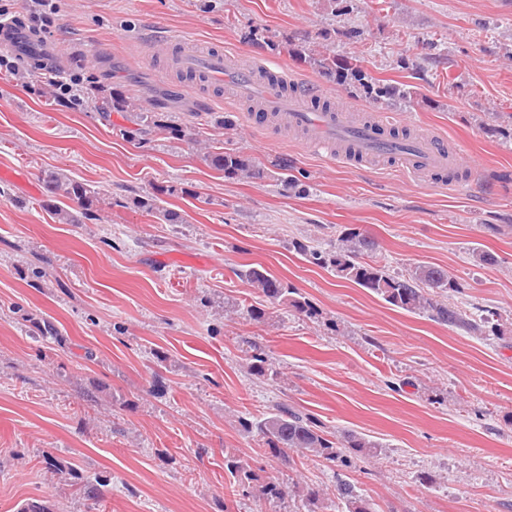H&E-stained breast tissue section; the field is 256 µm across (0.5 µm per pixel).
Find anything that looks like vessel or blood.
<instances>
[{"instance_id": "1", "label": "vessel or blood", "mask_w": 512, "mask_h": 512, "mask_svg": "<svg viewBox=\"0 0 512 512\" xmlns=\"http://www.w3.org/2000/svg\"><path fill=\"white\" fill-rule=\"evenodd\" d=\"M30 32L11 23L0 24V51H36L46 66H53L59 53L48 48H35ZM167 54L177 56L183 70L200 76L205 85L218 87L222 84L226 59L220 50H195L183 42L170 41L165 45ZM284 118L290 129L306 132V147L314 148L331 142H343L342 155L345 158L383 155L390 143L383 133L392 124L391 115L382 114L370 122H362L348 113L338 110L309 113L302 98H294ZM405 173L424 178L448 168H460L464 158L460 151L448 150L438 136L424 132L411 139L407 150L396 155Z\"/></svg>"}]
</instances>
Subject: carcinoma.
Here are the masks:
<instances>
[{
  "label": "carcinoma",
  "mask_w": 512,
  "mask_h": 512,
  "mask_svg": "<svg viewBox=\"0 0 512 512\" xmlns=\"http://www.w3.org/2000/svg\"><path fill=\"white\" fill-rule=\"evenodd\" d=\"M309 61L316 65L323 76L340 85H359L365 96L375 102L386 98H408V92L397 86H384L369 80L357 60L353 58L333 55L323 58L311 57ZM98 107L104 111L137 113L139 123L136 132L141 135L169 129L179 137L187 136L186 130L160 123L121 94L112 93L100 98ZM206 160L212 167L224 172V176L228 178L257 179L262 176L261 169L251 159L236 152H209ZM43 181L50 194L65 196L78 205V210L74 212L63 208L55 209L54 216L59 223L79 224L83 217L89 220L95 217L94 207L99 203L100 191L59 171H45ZM132 204L137 209L158 215L160 220L168 224L183 223L178 213L160 207L155 195L140 196L132 200ZM298 249L309 254L311 263L334 268L340 277L368 289L396 308L426 314L444 325L478 329V325L466 321L454 305L438 299V295L457 289V284L440 268L420 264L411 268L405 275H391L385 267L371 260L376 252L375 242L358 232L345 234L336 244V250L330 253L310 250L303 244L298 245ZM240 276L268 300L290 306L295 312L307 318L316 315L310 303L294 298V289L266 271L251 267L241 272ZM248 360L252 375L267 380L275 376L269 367L264 350L259 345L254 344L250 347ZM240 425L246 433L260 437L268 449V454L284 464L292 462L293 455L296 454L329 465L348 467L352 465V457H374L382 448L379 443L355 433L337 437L327 431L323 423L314 416L279 404L261 419H240ZM224 468L242 491L250 490L260 499L269 502L280 501L293 495L300 498L305 512H323L325 509V492L318 487L306 486L290 490L277 481L255 487L254 474L233 456L224 457ZM331 507L336 509V512H375L373 503L363 497L354 484L343 479L337 482L336 500L331 502Z\"/></svg>",
  "instance_id": "carcinoma-1"
}]
</instances>
